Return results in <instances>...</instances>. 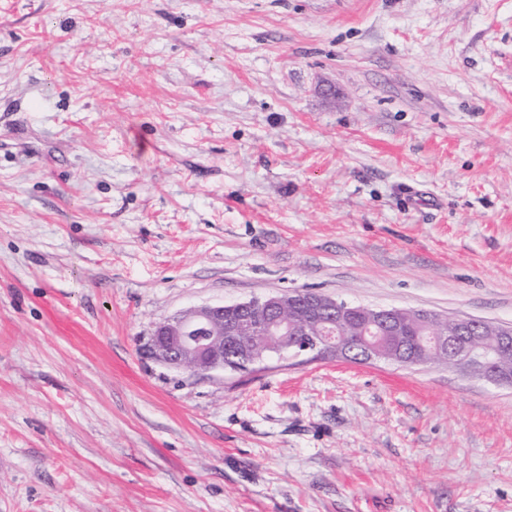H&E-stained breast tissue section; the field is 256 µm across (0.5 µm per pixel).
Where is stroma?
<instances>
[{"label":"stroma","instance_id":"stroma-1","mask_svg":"<svg viewBox=\"0 0 512 512\" xmlns=\"http://www.w3.org/2000/svg\"><path fill=\"white\" fill-rule=\"evenodd\" d=\"M295 289L512 325V0H0V512H512V388L143 354Z\"/></svg>","mask_w":512,"mask_h":512}]
</instances>
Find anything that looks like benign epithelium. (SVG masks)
Returning a JSON list of instances; mask_svg holds the SVG:
<instances>
[{
  "mask_svg": "<svg viewBox=\"0 0 512 512\" xmlns=\"http://www.w3.org/2000/svg\"><path fill=\"white\" fill-rule=\"evenodd\" d=\"M400 317L423 326L421 343L432 345L438 354L430 360L406 359L391 352L381 354L377 345L387 340L379 331L380 323ZM356 326V341L365 352L364 363L386 362L400 366L452 363L457 369L498 385L512 381L491 368L496 351L468 339L464 333L471 327L484 331L494 325L480 319H450L437 314L399 308H369L338 302L311 293L300 303L294 291L278 292L263 298H252L232 304H203L191 307L157 324L146 348L154 362L176 374L210 375L214 372L237 371L233 350L243 343L251 365L278 357H316L337 359L346 355L349 337L336 333H313L311 326L330 325L336 321Z\"/></svg>",
  "mask_w": 512,
  "mask_h": 512,
  "instance_id": "benign-epithelium-1",
  "label": "benign epithelium"
}]
</instances>
